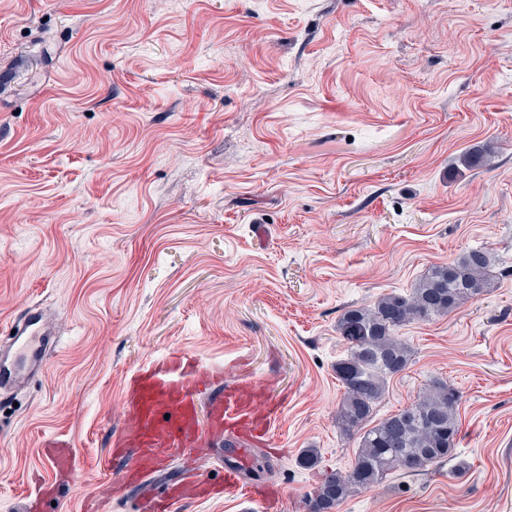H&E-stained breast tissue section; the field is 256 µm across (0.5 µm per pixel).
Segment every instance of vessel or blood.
<instances>
[{
  "mask_svg": "<svg viewBox=\"0 0 512 512\" xmlns=\"http://www.w3.org/2000/svg\"><path fill=\"white\" fill-rule=\"evenodd\" d=\"M13 331L10 366L0 372V388L17 385L29 366L44 363L48 333L38 312H30L11 325ZM219 371L205 367L182 354H171L166 362L140 369L125 388L127 427L125 439L116 444V454L128 457L126 475L140 480L163 470L173 454L195 458L209 451V436H225L229 443L253 446L266 441L272 416L270 409L260 408L250 384H238L211 396L206 409L198 401L207 382ZM43 456L54 474L76 470L78 458L70 444L50 439L43 445ZM237 494L259 502L271 512L280 497L278 489H259L244 485L238 468L224 470L220 482L199 479L187 470L180 481L159 494H149L147 512H176L188 500H213Z\"/></svg>",
  "mask_w": 512,
  "mask_h": 512,
  "instance_id": "vessel-or-blood-1",
  "label": "vessel or blood"
}]
</instances>
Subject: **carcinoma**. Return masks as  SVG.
I'll list each match as a JSON object with an SVG mask.
<instances>
[{
    "label": "carcinoma",
    "instance_id": "obj_1",
    "mask_svg": "<svg viewBox=\"0 0 512 512\" xmlns=\"http://www.w3.org/2000/svg\"><path fill=\"white\" fill-rule=\"evenodd\" d=\"M488 251L472 249L434 267L408 295L391 293L368 306H348L337 330L347 354L336 362L344 389L336 424L346 437H358L346 470L323 474L308 512H337L360 490L395 471L414 476L455 456L460 431L459 391L434 379L410 405L370 425L388 380L412 361L409 345L397 330L414 321L446 316L487 291Z\"/></svg>",
    "mask_w": 512,
    "mask_h": 512
}]
</instances>
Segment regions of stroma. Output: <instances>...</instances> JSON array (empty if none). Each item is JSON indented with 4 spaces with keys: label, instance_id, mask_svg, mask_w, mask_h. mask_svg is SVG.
<instances>
[{
    "label": "stroma",
    "instance_id": "stroma-1",
    "mask_svg": "<svg viewBox=\"0 0 512 512\" xmlns=\"http://www.w3.org/2000/svg\"><path fill=\"white\" fill-rule=\"evenodd\" d=\"M472 248L490 289L400 329L374 413L447 381L466 471L339 512H512V0H0V346L34 307L59 339L0 391V512L53 481L51 438L79 466L43 512L109 495L126 383L175 350L279 404L267 446L216 442L204 475L240 464L308 512L357 446L343 309Z\"/></svg>",
    "mask_w": 512,
    "mask_h": 512
}]
</instances>
